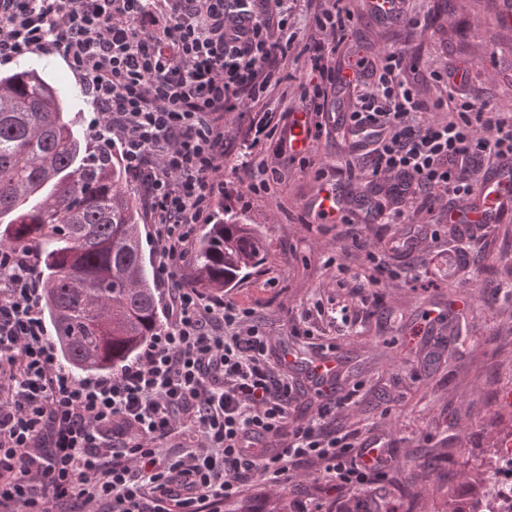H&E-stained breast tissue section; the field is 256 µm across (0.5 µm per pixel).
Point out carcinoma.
Instances as JSON below:
<instances>
[{
    "instance_id": "1",
    "label": "carcinoma",
    "mask_w": 512,
    "mask_h": 512,
    "mask_svg": "<svg viewBox=\"0 0 512 512\" xmlns=\"http://www.w3.org/2000/svg\"><path fill=\"white\" fill-rule=\"evenodd\" d=\"M65 97L36 68L0 72V246L36 256L60 360L80 379L125 362L160 322L124 164L89 145ZM264 255L259 225L226 209L189 285L233 286Z\"/></svg>"
}]
</instances>
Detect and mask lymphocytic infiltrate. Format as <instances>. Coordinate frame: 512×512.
I'll list each match as a JSON object with an SVG mask.
<instances>
[{
	"label": "lymphocytic infiltrate",
	"instance_id": "obj_1",
	"mask_svg": "<svg viewBox=\"0 0 512 512\" xmlns=\"http://www.w3.org/2000/svg\"><path fill=\"white\" fill-rule=\"evenodd\" d=\"M0 0V62L62 55L87 86L103 147L119 146L154 225L156 273L169 284L166 323L136 356L83 380L60 366L47 335L27 250L0 247V505L60 512H223L255 481H287L317 468L321 499L383 484L391 459L378 437L336 431L337 398L303 423L291 420L288 360L270 364L273 338L252 308L177 282L195 225L224 196V158L236 153L250 193L280 178L285 140L274 112L253 120L255 140L276 139L260 159L224 132V116L273 94L293 43V19L309 12L322 41L307 50L301 97L322 111L328 90L357 94L348 129L361 136L362 171L382 190L369 215L402 224L403 203L433 210L473 195L483 166L512 162V115L489 104H453L468 82L461 66L436 72L449 96L418 97L401 74L404 56L383 53L349 71L332 56L348 38L342 0ZM196 435L179 452L183 428Z\"/></svg>",
	"mask_w": 512,
	"mask_h": 512
}]
</instances>
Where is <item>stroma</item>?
<instances>
[{"label": "stroma", "mask_w": 512, "mask_h": 512, "mask_svg": "<svg viewBox=\"0 0 512 512\" xmlns=\"http://www.w3.org/2000/svg\"><path fill=\"white\" fill-rule=\"evenodd\" d=\"M345 5L353 28L336 52L337 65L375 51L403 53L406 79L420 98L432 101L446 94L433 70L466 61L471 65L468 99L512 114V0H406V18L394 22L374 19L369 0H345ZM414 17L420 25H411ZM14 65L36 67L50 81L68 84V116L77 129L92 132L91 99L62 57L33 55ZM304 72L303 59L289 57L282 84L287 97L270 100L279 135L289 136L295 113L305 106L298 92ZM354 102V92L329 91L318 117L321 137L307 141L302 157L281 158L282 178L272 196L241 204L249 175L236 156L225 157L219 206L243 212L259 225L267 258L219 297L253 308L277 351L297 357L299 365L291 372L295 418L310 417L319 403L304 364L336 359V392H357L354 404L337 415V427L388 440L393 468L386 491L398 512H445L449 492L466 495L493 444L512 431V407L500 401L512 387V218L465 226L448 223L440 206L419 213L415 220L426 230L410 257L393 248L403 225L356 224L355 232L373 244L391 270L371 288L379 306L365 307L354 276L364 264L363 253L342 254L344 226L335 216L319 217L309 208L335 184L347 195L366 190L365 182L350 175L358 156L340 121ZM319 167L325 172L320 180L314 177ZM457 251L465 262L452 275L448 256ZM433 309L448 312V321L430 325L427 315ZM424 454L435 458L436 469L407 482L413 460ZM314 473L307 465L286 485L257 483L223 512H291L298 496L315 507Z\"/></svg>", "instance_id": "35a3bbf8"}]
</instances>
